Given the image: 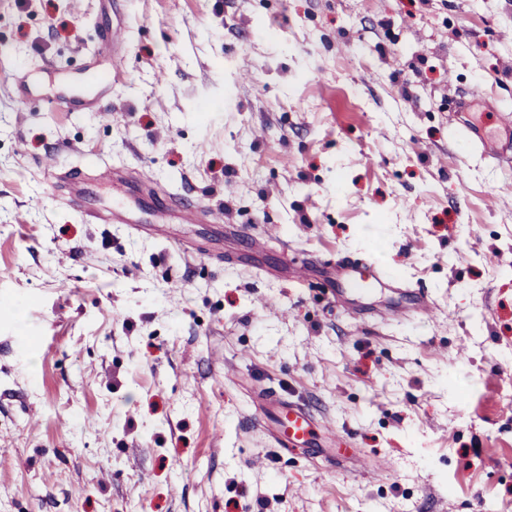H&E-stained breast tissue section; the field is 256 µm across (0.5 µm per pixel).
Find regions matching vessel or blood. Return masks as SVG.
<instances>
[{
  "label": "vessel or blood",
  "mask_w": 512,
  "mask_h": 512,
  "mask_svg": "<svg viewBox=\"0 0 512 512\" xmlns=\"http://www.w3.org/2000/svg\"><path fill=\"white\" fill-rule=\"evenodd\" d=\"M127 43L126 29L123 25L112 29L98 41L91 53L90 63L75 76H61L52 91H41L32 81L18 76L14 87L18 100L27 102L36 100L48 109H61L67 112H79L92 108L112 88V79L119 68L118 52ZM493 134L465 121L460 125L461 132L485 155L498 161L512 159V109L499 108L494 113ZM65 180L75 183L68 202L77 211L99 224L127 223L125 210H99L92 207L88 197L78 190L77 184L82 177L73 172H65ZM330 281L333 285L332 300L336 305L352 308L356 299L371 294L374 286L394 284V277L385 274L373 261L367 258H342L331 266ZM436 307L427 292L417 290L409 305L394 307L395 317L426 318L434 314ZM273 436L278 444L290 448H312L318 437L332 438L334 429L326 423L315 422L311 414L303 408L288 404L282 407L274 420Z\"/></svg>",
  "instance_id": "vessel-or-blood-1"
}]
</instances>
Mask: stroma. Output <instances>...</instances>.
I'll return each mask as SVG.
<instances>
[{"label": "stroma", "mask_w": 512, "mask_h": 512, "mask_svg": "<svg viewBox=\"0 0 512 512\" xmlns=\"http://www.w3.org/2000/svg\"><path fill=\"white\" fill-rule=\"evenodd\" d=\"M118 23L101 111L14 98ZM477 85L480 122L512 108V0H0V512H512V167L452 134ZM90 162L215 219L91 223L56 180ZM369 253L403 285L359 320L325 270ZM414 287L436 320L386 317ZM265 391L336 439L278 447Z\"/></svg>", "instance_id": "35a3bbf8"}]
</instances>
